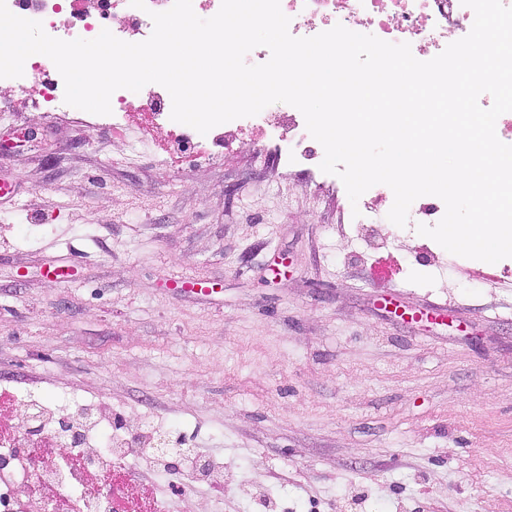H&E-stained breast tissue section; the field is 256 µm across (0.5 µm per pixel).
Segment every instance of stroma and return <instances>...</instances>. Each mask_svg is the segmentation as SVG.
Wrapping results in <instances>:
<instances>
[{"label": "stroma", "instance_id": "obj_1", "mask_svg": "<svg viewBox=\"0 0 512 512\" xmlns=\"http://www.w3.org/2000/svg\"><path fill=\"white\" fill-rule=\"evenodd\" d=\"M40 92L0 112L1 384L222 461L178 512H512V276L436 244L427 286L386 224L411 282L374 280L346 199L249 139L168 167Z\"/></svg>", "mask_w": 512, "mask_h": 512}]
</instances>
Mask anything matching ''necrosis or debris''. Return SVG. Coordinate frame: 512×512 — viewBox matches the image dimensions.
Here are the masks:
<instances>
[{"mask_svg":"<svg viewBox=\"0 0 512 512\" xmlns=\"http://www.w3.org/2000/svg\"><path fill=\"white\" fill-rule=\"evenodd\" d=\"M15 15L40 21L45 32L62 40L92 39L103 29L104 21H113L112 33L121 40L137 37L146 40L153 31L151 13L168 10L173 0H146L138 9L130 0H6ZM280 7L290 17L289 30L296 37H312L335 25L372 34L390 43H409L417 56L432 59L447 46L449 38H463L473 25L474 12L461 0H280ZM43 88L37 107L46 112H64V82L52 61L31 64L22 77L11 79L18 93H26L32 82ZM133 93L120 89L111 97L112 112L97 116L99 126L121 131L132 120H139L144 135L138 149L161 155L170 163H179L186 149L198 148L203 163H210L216 151L231 142V131L259 136L257 156L290 168H306L320 186L339 185L338 177L323 173L319 165L324 149L308 133L302 113L279 102L274 110L232 120L230 125L211 129L210 142L199 140L196 133L171 120L170 108L159 107V95L150 91L140 98L138 112L128 109ZM41 416L40 428H16L15 420L28 412ZM112 418L97 402L84 400L75 413L60 415L51 400L29 397L0 406V479L6 491L0 496V512H113L110 497L93 491L85 478L86 468L97 469L100 477L110 474L109 463L117 457L148 455L162 465L159 453H148L147 436L154 428L145 422L139 433L110 436L99 445L98 436ZM84 450L80 464H63L62 458L72 447Z\"/></svg>","mask_w":512,"mask_h":512,"instance_id":"necrosis-or-debris-1","label":"necrosis or debris"}]
</instances>
